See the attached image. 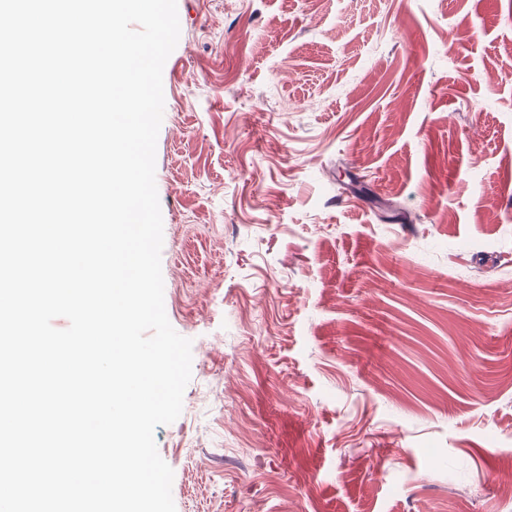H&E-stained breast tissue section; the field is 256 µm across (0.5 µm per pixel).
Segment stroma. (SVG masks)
Listing matches in <instances>:
<instances>
[{
	"instance_id": "obj_1",
	"label": "stroma",
	"mask_w": 512,
	"mask_h": 512,
	"mask_svg": "<svg viewBox=\"0 0 512 512\" xmlns=\"http://www.w3.org/2000/svg\"><path fill=\"white\" fill-rule=\"evenodd\" d=\"M177 10L176 512H512V0Z\"/></svg>"
}]
</instances>
